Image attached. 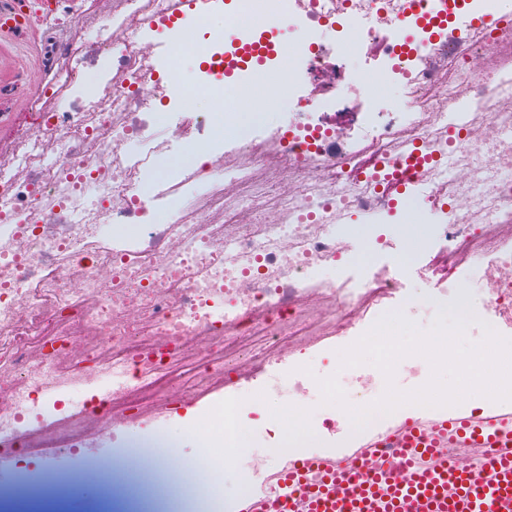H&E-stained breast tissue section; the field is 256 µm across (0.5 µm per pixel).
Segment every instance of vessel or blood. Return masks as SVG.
Here are the masks:
<instances>
[{"instance_id": "obj_1", "label": "vessel or blood", "mask_w": 512, "mask_h": 512, "mask_svg": "<svg viewBox=\"0 0 512 512\" xmlns=\"http://www.w3.org/2000/svg\"><path fill=\"white\" fill-rule=\"evenodd\" d=\"M492 449L462 463L446 447ZM237 512H512V411L414 418L340 460H295Z\"/></svg>"}]
</instances>
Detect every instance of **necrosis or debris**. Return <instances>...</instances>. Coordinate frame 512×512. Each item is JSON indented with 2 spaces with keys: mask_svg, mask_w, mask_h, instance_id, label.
<instances>
[{
  "mask_svg": "<svg viewBox=\"0 0 512 512\" xmlns=\"http://www.w3.org/2000/svg\"><path fill=\"white\" fill-rule=\"evenodd\" d=\"M176 0H52L31 8L34 54L17 57L0 86L24 106L0 99V448L39 428L45 439L76 444L71 429H43L66 403L42 401L64 384L92 388L112 379L113 421L195 396L239 363L256 373L278 351L302 356L301 339L351 325L398 287L393 267L362 284L319 280L339 265L349 239L387 246L375 224L338 222L363 204L386 206L378 185L406 171L394 155L403 135L443 149L450 102L476 94L473 132L456 143L458 180L439 169L430 193L452 184L451 204L429 222L425 204L403 205L406 258L443 244L433 276L461 290L462 256L488 260L491 305L512 320V242L492 224L512 223V14L503 0H248L233 36L201 25V38L177 26ZM495 17L463 37L473 16ZM292 18L298 38L273 46L263 64L236 65L260 47L271 19ZM165 28L168 57L156 63L145 37ZM377 47L375 74L351 80V51ZM202 62L182 82L187 54ZM381 102V111L363 100ZM69 111H62V104ZM370 130L369 152L349 147ZM232 153H225V145ZM174 191L159 195L161 183ZM243 183L235 205L224 185ZM253 214L241 224V209ZM108 248H98L102 238ZM336 300L314 314L311 290ZM192 374L173 375L191 342ZM223 470L185 465L154 483L169 512H227L216 495Z\"/></svg>",
  "mask_w": 512,
  "mask_h": 512,
  "instance_id": "1",
  "label": "necrosis or debris"
}]
</instances>
